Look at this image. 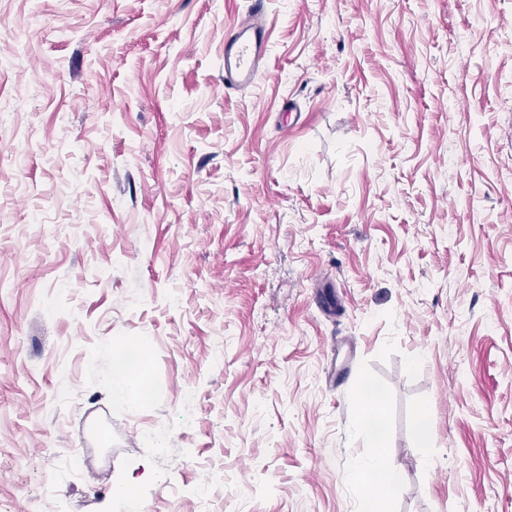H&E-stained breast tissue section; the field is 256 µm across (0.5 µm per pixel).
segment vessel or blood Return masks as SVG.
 Returning a JSON list of instances; mask_svg holds the SVG:
<instances>
[{
    "label": "vessel or blood",
    "instance_id": "1",
    "mask_svg": "<svg viewBox=\"0 0 512 512\" xmlns=\"http://www.w3.org/2000/svg\"><path fill=\"white\" fill-rule=\"evenodd\" d=\"M269 37L266 0H250L235 30L224 39L225 87L255 84L267 65Z\"/></svg>",
    "mask_w": 512,
    "mask_h": 512
}]
</instances>
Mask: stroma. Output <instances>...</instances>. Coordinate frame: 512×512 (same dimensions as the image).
<instances>
[{
    "label": "stroma",
    "instance_id": "35a3bbf8",
    "mask_svg": "<svg viewBox=\"0 0 512 512\" xmlns=\"http://www.w3.org/2000/svg\"><path fill=\"white\" fill-rule=\"evenodd\" d=\"M247 6L0 0V512H362L366 383L381 512H512V0H270L228 89ZM266 2L250 0L235 30L224 38L225 88L252 86L267 65L270 29ZM127 343L123 340L112 342V401L128 404L144 397L146 391L132 372L133 363L124 354ZM362 469L371 475H381L383 477V483L379 482L385 488V491L382 493H388L391 489L395 488L401 479L402 471L400 466L387 462L380 453L368 457Z\"/></svg>",
    "mask_w": 512,
    "mask_h": 512
}]
</instances>
